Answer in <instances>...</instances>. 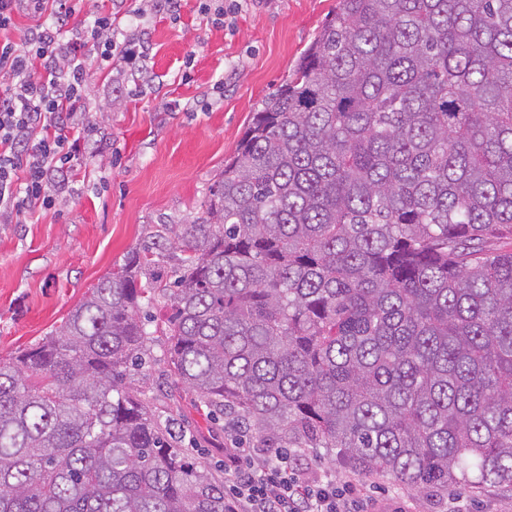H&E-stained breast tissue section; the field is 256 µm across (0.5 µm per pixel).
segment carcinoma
Listing matches in <instances>:
<instances>
[{
  "mask_svg": "<svg viewBox=\"0 0 512 512\" xmlns=\"http://www.w3.org/2000/svg\"><path fill=\"white\" fill-rule=\"evenodd\" d=\"M512 0H341L254 113L173 280L130 252L0 360V512H227L131 389L176 381L267 448L415 491L512 488Z\"/></svg>",
  "mask_w": 512,
  "mask_h": 512,
  "instance_id": "cac0c4a2",
  "label": "carcinoma"
}]
</instances>
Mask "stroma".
Returning <instances> with one entry per match:
<instances>
[{"instance_id": "stroma-1", "label": "stroma", "mask_w": 512, "mask_h": 512, "mask_svg": "<svg viewBox=\"0 0 512 512\" xmlns=\"http://www.w3.org/2000/svg\"><path fill=\"white\" fill-rule=\"evenodd\" d=\"M339 2L212 0L204 15L196 0H184L175 22L148 0H114L113 26L150 46V79L136 87L121 61L96 74L89 109L101 145L84 158L74 195L28 223L0 224V359L48 337L129 251L165 243L172 225L200 216L253 113ZM164 344L155 337L135 387L177 434L195 438L193 456L223 478L235 435L176 384ZM291 454L316 479L352 485L389 512H512L509 488L412 491L386 476L359 474L324 448Z\"/></svg>"}]
</instances>
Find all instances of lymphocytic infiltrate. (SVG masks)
Wrapping results in <instances>:
<instances>
[{
    "label": "lymphocytic infiltrate",
    "mask_w": 512,
    "mask_h": 512,
    "mask_svg": "<svg viewBox=\"0 0 512 512\" xmlns=\"http://www.w3.org/2000/svg\"><path fill=\"white\" fill-rule=\"evenodd\" d=\"M106 0H0V223L22 224L68 201L94 128L86 102L92 69L112 65L119 30ZM33 26L11 38L14 17ZM227 512H340L335 486L307 478L274 451L255 468L224 467Z\"/></svg>",
    "instance_id": "obj_1"
}]
</instances>
